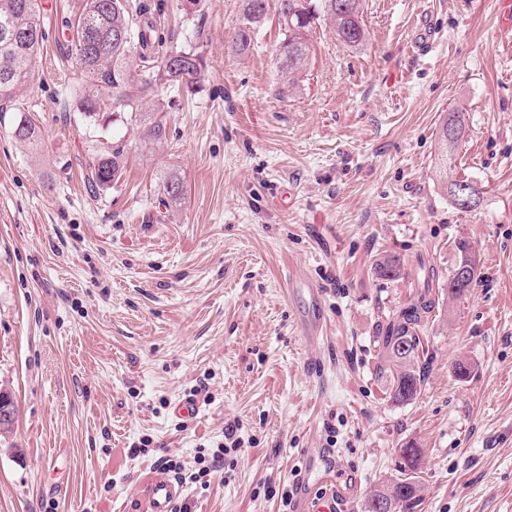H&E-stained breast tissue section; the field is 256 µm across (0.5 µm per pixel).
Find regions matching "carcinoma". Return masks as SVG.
Wrapping results in <instances>:
<instances>
[{"mask_svg": "<svg viewBox=\"0 0 512 512\" xmlns=\"http://www.w3.org/2000/svg\"><path fill=\"white\" fill-rule=\"evenodd\" d=\"M267 14V0H242V21L232 44L238 54L249 51L255 29ZM278 43L275 65L278 94L286 97L301 89L311 53L310 34L321 19L341 44L356 48L367 40L363 0H277ZM42 0H0V117L12 113V136L22 142L38 140V130L29 110L19 102V92L33 80V63L46 41ZM75 54L61 57V64L72 62L86 74L89 82L72 91L78 111L88 126L106 122L101 93L111 101L112 111L124 112L136 124L148 122L147 140L160 144L166 140V123L146 114L158 111L153 106L156 89L173 87L193 93L201 86L207 67L194 48L167 49L161 36H154L151 22H138L128 0H86L81 14L66 22ZM466 132L465 113H448L438 129L440 184L450 203L462 212L477 209L482 191L467 178L451 174L455 149ZM127 162L124 147L101 143L89 164L87 182L94 191L111 187L119 180ZM164 195L177 204L184 195V181L173 172L164 182ZM458 261L448 274L446 294L454 302L477 286L480 259L465 240L456 242ZM470 267V278L459 283L456 270ZM374 273L384 280H397L403 273L401 258L395 254L378 259ZM424 273L417 290L389 320L381 337L384 351L380 374L386 376L390 399L397 404L415 400L424 383V344L420 331L427 314L436 307L429 279ZM401 477L378 486L365 499L362 512H415L420 505V449L409 444L399 451Z\"/></svg>", "mask_w": 512, "mask_h": 512, "instance_id": "1", "label": "carcinoma"}]
</instances>
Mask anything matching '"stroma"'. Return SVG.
Masks as SVG:
<instances>
[{
    "label": "stroma",
    "instance_id": "obj_1",
    "mask_svg": "<svg viewBox=\"0 0 512 512\" xmlns=\"http://www.w3.org/2000/svg\"><path fill=\"white\" fill-rule=\"evenodd\" d=\"M129 2L209 65L200 92L160 93L164 145L141 147L122 113L100 132L64 116L84 77L59 66L62 23L84 0H44L48 40L20 93L38 145L0 122V387L17 408L0 437V512H138L155 472L141 440L189 460L230 424L243 445L207 486L184 487L190 512H282L264 483H292L327 446L353 490L336 512H361L409 443L417 512H512V0H365L367 42L317 26L286 100L275 11L237 55L242 0ZM456 109L455 171L483 192L470 213L436 181L437 129ZM105 138L129 155L95 195L85 176ZM172 171L185 195L167 206ZM459 238L481 281L430 313L422 392L395 405L383 329L421 268L432 291L447 283ZM384 253L401 279L374 274ZM312 288L324 326L311 340L297 313ZM203 381L197 415L176 416Z\"/></svg>",
    "mask_w": 512,
    "mask_h": 512
}]
</instances>
